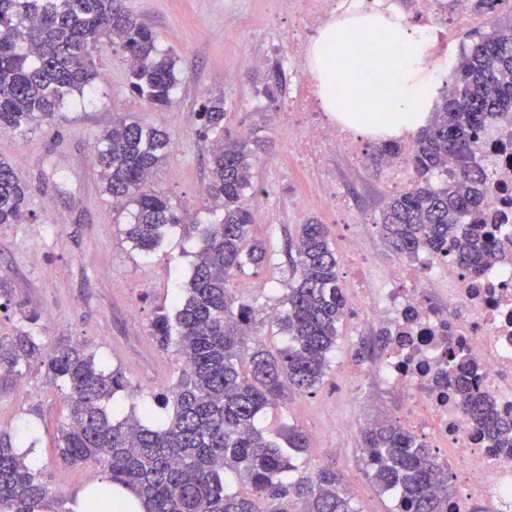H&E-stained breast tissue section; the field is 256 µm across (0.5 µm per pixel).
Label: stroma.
<instances>
[{"instance_id":"35a3bbf8","label":"stroma","mask_w":512,"mask_h":512,"mask_svg":"<svg viewBox=\"0 0 512 512\" xmlns=\"http://www.w3.org/2000/svg\"><path fill=\"white\" fill-rule=\"evenodd\" d=\"M124 6L153 31L158 49L176 58L181 81L170 106L149 107L128 89L125 54L104 40L97 45L100 76L90 95L26 132L0 131V159L11 162L29 188L26 222L0 224V276L11 286L0 308V336L15 333L22 313H37L44 343L82 344L106 370L123 371L129 386L111 400L120 413L149 405L158 421L166 410L153 396L176 379L180 364L173 352L156 346L150 324L159 307H172L189 280L196 240L176 227L151 255L134 249L123 233L125 215L115 211L100 180L87 178L95 164L90 145L123 114L167 130L172 145L153 176L154 189L198 223L216 222L221 214L205 192L213 140L198 135L196 112L208 98L223 97L226 130L259 146L251 235L267 244L270 255L262 269L234 275L230 286L253 307L262 321L261 338L271 346L284 343L267 315L283 308L284 282L291 275L287 245L308 219L332 224L335 203L311 195L313 174L292 159L277 103L259 94L252 81V58L261 55L271 64L288 54V25L272 21L273 0H124ZM330 164L345 170L348 196L374 219L383 197L374 175L347 172L341 156ZM296 193L308 197L303 208L294 205ZM360 347L352 321L344 320L321 386L263 410L257 425L271 435L289 424L300 427L310 443L303 470L333 467L357 512H393L397 494L369 478L360 433L329 429L346 415L359 423L387 420L373 393L351 387L347 371ZM66 394L64 383L46 379L39 366L20 375L0 371V430L33 444V462L58 494L73 496L83 490L89 470L58 461Z\"/></svg>"}]
</instances>
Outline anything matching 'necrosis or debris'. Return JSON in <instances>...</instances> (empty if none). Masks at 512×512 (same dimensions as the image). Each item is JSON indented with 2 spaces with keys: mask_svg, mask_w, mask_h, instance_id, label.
<instances>
[{
  "mask_svg": "<svg viewBox=\"0 0 512 512\" xmlns=\"http://www.w3.org/2000/svg\"><path fill=\"white\" fill-rule=\"evenodd\" d=\"M292 22L288 65L304 58L333 17L376 9L379 0H282ZM404 22L429 38L428 63L438 68L448 46V27L470 14V0H403ZM290 151L318 148L326 154L344 143L358 170L371 166L361 135L340 124L316 102L312 91L288 98ZM482 155L493 174L484 218L505 246L504 257L470 277L442 255L422 253L411 265L377 273L371 248L361 239L344 249L348 275L370 276V288L350 293L348 314L363 335L389 333L383 354L363 366L355 387L374 386L390 412L391 423L437 449L439 480L454 491L448 512H512V451L490 448L455 401L446 381L448 349L457 347L469 363L480 391L492 395L502 413L512 416V134L487 131Z\"/></svg>",
  "mask_w": 512,
  "mask_h": 512,
  "instance_id": "1",
  "label": "necrosis or debris"
}]
</instances>
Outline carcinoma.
<instances>
[{
	"mask_svg": "<svg viewBox=\"0 0 512 512\" xmlns=\"http://www.w3.org/2000/svg\"><path fill=\"white\" fill-rule=\"evenodd\" d=\"M473 7L496 17V25L489 34L466 35L429 123L406 149L414 181L390 197L376 225L397 255L411 260L428 249L477 276L499 254V241L477 219L489 177L478 153L488 127L512 125V0H473ZM103 38L126 54L132 94L153 108L172 102L176 60L158 50L153 32L121 0H0V130L24 132L91 93L99 75L94 50ZM283 83L276 66L264 79L266 97L275 99ZM224 115L222 97L198 111V132L219 134L206 187L223 208L216 224L188 223L168 197L151 189L149 178L170 144L166 132L120 117L97 141L101 182L123 202L129 215L124 234L134 248L153 251L175 226L199 238L187 297L176 298L173 315L159 309L151 324L155 344L183 362L177 380L156 395L169 409L163 426L146 424L148 407L111 415L109 401L127 386L122 374L106 371L82 345L63 341L47 348L37 338L36 317L24 316L26 324L11 339L0 336V370L21 375L36 363L68 387L59 458L90 464L109 483L107 489L89 486L86 512H112V489L123 487L139 496L146 512H256L258 499L266 512H358L339 489L335 469L293 477L309 448L301 429L290 425L277 441L255 425L259 413L286 394L311 393L322 383L347 294L328 227L317 220L301 224L289 244L285 312L276 318L288 345L273 352L255 337L254 310L228 288L235 272L257 269L267 257L251 237L254 150L251 141L225 129ZM402 150L399 142L382 140L372 149V162ZM437 172L448 176L440 186L432 182ZM25 200L23 181L1 159L0 224L23 223ZM468 215L476 220L465 223ZM464 366L449 352L453 396L490 447L512 448V418L500 414L494 397L457 375ZM361 437L370 478L398 493L395 512H448V486L435 484L440 463L433 449L394 424H375ZM228 476L244 491L227 492ZM0 512H71L45 473L2 433Z\"/></svg>",
	"mask_w": 512,
	"mask_h": 512,
	"instance_id": "obj_1",
	"label": "carcinoma"
}]
</instances>
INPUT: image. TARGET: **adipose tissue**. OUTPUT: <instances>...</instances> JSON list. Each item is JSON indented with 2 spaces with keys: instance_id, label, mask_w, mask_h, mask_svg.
Masks as SVG:
<instances>
[{
  "instance_id": "1",
  "label": "adipose tissue",
  "mask_w": 512,
  "mask_h": 512,
  "mask_svg": "<svg viewBox=\"0 0 512 512\" xmlns=\"http://www.w3.org/2000/svg\"><path fill=\"white\" fill-rule=\"evenodd\" d=\"M394 5L329 23L309 50L317 94L324 111L369 137H399L417 131L430 118L435 79L425 58L423 38L392 20ZM379 32L373 53L386 74L385 98L363 102L370 75L361 68L355 46L364 34Z\"/></svg>"
}]
</instances>
